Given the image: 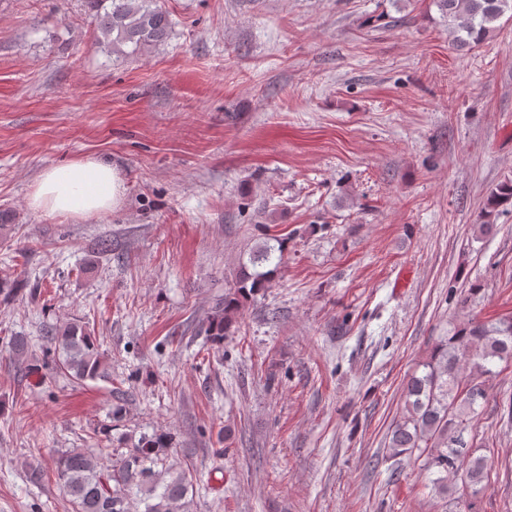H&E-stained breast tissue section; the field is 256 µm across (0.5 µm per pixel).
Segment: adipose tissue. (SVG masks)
<instances>
[{"label": "adipose tissue", "instance_id": "1", "mask_svg": "<svg viewBox=\"0 0 512 512\" xmlns=\"http://www.w3.org/2000/svg\"><path fill=\"white\" fill-rule=\"evenodd\" d=\"M123 193L122 179L110 164L77 160L43 171L29 205L50 217L90 216L119 206Z\"/></svg>", "mask_w": 512, "mask_h": 512}]
</instances>
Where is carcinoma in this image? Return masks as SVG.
I'll return each mask as SVG.
<instances>
[{
    "label": "carcinoma",
    "mask_w": 512,
    "mask_h": 512,
    "mask_svg": "<svg viewBox=\"0 0 512 512\" xmlns=\"http://www.w3.org/2000/svg\"><path fill=\"white\" fill-rule=\"evenodd\" d=\"M458 49L472 48L495 33L497 22L512 13V0H434ZM92 19L112 52H132L164 42L170 31L157 0H88ZM512 206V181L490 191L484 216ZM274 248L264 247L252 265L273 267L243 274L240 286L224 295V303L207 316L204 334L218 348L232 327L240 298L269 287L280 262ZM46 354L56 369L77 383L111 381L105 354L96 337L76 321L51 328ZM512 361V316L474 321L441 340L422 363L421 374L404 387L403 415L391 427L390 454H426L431 480L442 495L452 491L475 496L487 476L488 458L476 456L465 434L471 430L479 401L486 399V379L492 366ZM170 448L160 439L142 436L136 447L105 463L101 448H70L52 457L56 475L66 490L73 512H190L193 482L189 469L169 462Z\"/></svg>",
    "instance_id": "obj_1"
}]
</instances>
